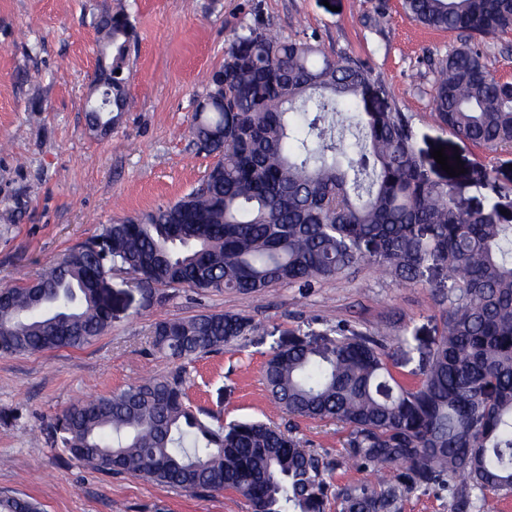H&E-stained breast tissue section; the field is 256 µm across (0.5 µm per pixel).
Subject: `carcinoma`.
Here are the masks:
<instances>
[{"instance_id":"obj_1","label":"carcinoma","mask_w":512,"mask_h":512,"mask_svg":"<svg viewBox=\"0 0 512 512\" xmlns=\"http://www.w3.org/2000/svg\"><path fill=\"white\" fill-rule=\"evenodd\" d=\"M424 26L467 39L434 63L433 102L456 135L487 149L512 145V82L496 78L471 39L512 29V0H403ZM101 35L87 110L94 131L129 111L122 74L133 37L122 10L95 17ZM224 80H219V77ZM374 85L363 64L336 60L311 39L251 28L207 78L191 133L219 155L200 184L103 227L38 282L0 288V355L80 348L112 325V300L95 279L122 270L167 288L262 294L312 288L367 262L401 283L444 273L442 331L422 377L399 379L378 331L336 326L322 342L295 338L263 367L269 396L293 418L349 430V460L392 481L337 495L339 512H400L412 489L448 493L450 512H480L488 495H512V224L497 202L464 212L453 186L429 175L406 117L353 112L365 145H336L341 106ZM238 313L163 320L152 345L170 358L200 357L247 339ZM52 445L104 473L130 474L185 493L232 490L252 512H326L330 462L291 430L259 421L215 425L190 405L183 371L143 379L67 407ZM0 512H42L30 497L0 496Z\"/></svg>"}]
</instances>
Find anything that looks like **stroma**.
Masks as SVG:
<instances>
[{"label":"stroma","instance_id":"35a3bbf8","mask_svg":"<svg viewBox=\"0 0 512 512\" xmlns=\"http://www.w3.org/2000/svg\"><path fill=\"white\" fill-rule=\"evenodd\" d=\"M123 8L133 28L129 112L105 135L90 131L85 106L97 68L93 15ZM258 26L285 39L316 35L326 54L365 64L383 92L372 110L408 120L431 177L451 180L459 206L501 202L512 218V147L488 150L453 134L433 106L434 62L464 33L425 28L401 0H0V288L38 278L103 225L177 201L198 185L214 156L192 140L191 117L206 77L237 36ZM460 157L448 177L432 152ZM440 274L402 284L360 264L311 288L279 285L259 295L141 286L113 272L112 326L79 349L0 356V496L38 501L44 512H252L232 491L190 495L127 474H103L54 448L55 417L143 378L183 368L194 407L221 422L294 427L302 445L333 462L332 492L369 481L345 455L346 428L291 419L269 397L262 369L273 347L316 341L343 322L379 330L388 362L416 381L422 351L441 333L433 299ZM240 313L256 330L223 349L177 361L155 351L156 322Z\"/></svg>","mask_w":512,"mask_h":512}]
</instances>
